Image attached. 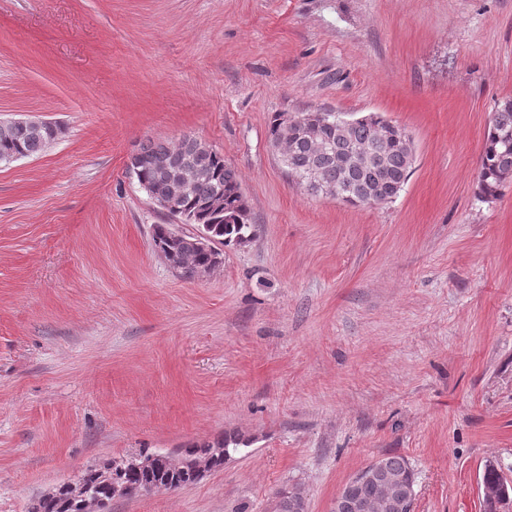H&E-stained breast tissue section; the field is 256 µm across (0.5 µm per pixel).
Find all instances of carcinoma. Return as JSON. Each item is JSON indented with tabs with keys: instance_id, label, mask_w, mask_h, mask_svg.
<instances>
[{
	"instance_id": "1",
	"label": "carcinoma",
	"mask_w": 512,
	"mask_h": 512,
	"mask_svg": "<svg viewBox=\"0 0 512 512\" xmlns=\"http://www.w3.org/2000/svg\"><path fill=\"white\" fill-rule=\"evenodd\" d=\"M315 126L307 130L300 122L276 113L268 125L270 146L279 154L288 174L296 180L315 170L327 185L341 187L338 200L354 206H367L366 192L375 187L388 193L408 179L413 155L400 142L402 127L370 113L336 124V113L317 110ZM512 100L496 104L480 154L477 186L484 201L497 199L512 183ZM48 146L47 136L8 133L0 130V163L15 157H32ZM141 163L135 177L146 184L154 198H164L170 191V173L187 168L197 173L195 181L176 202L181 213L193 217L197 228H205L219 244L243 243L254 236L250 209L241 191L236 171L224 162V155L206 143L175 148L161 141L149 140L139 149ZM194 235L172 230L160 224L154 230V246L168 264L188 276L211 270L207 254L194 249ZM242 440L224 435L213 441L195 443L181 453L184 464L177 467L159 451H145L155 456L149 468H137L130 458H114L98 468H90L68 484H60L31 503L28 512H91L102 502L112 501L115 487L125 489V496L137 497L171 491L194 484L204 473L221 469ZM390 472H413L404 457L383 456ZM297 488L276 491V512H290Z\"/></svg>"
}]
</instances>
